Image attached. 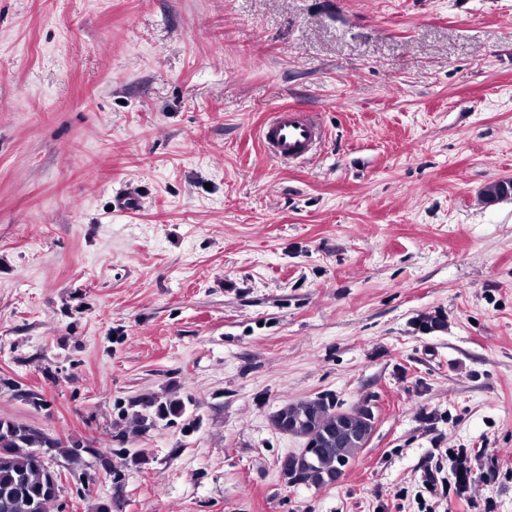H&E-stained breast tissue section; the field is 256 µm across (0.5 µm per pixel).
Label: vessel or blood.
<instances>
[{
    "mask_svg": "<svg viewBox=\"0 0 512 512\" xmlns=\"http://www.w3.org/2000/svg\"><path fill=\"white\" fill-rule=\"evenodd\" d=\"M326 138V130L312 113L282 107L260 127L267 155L284 161H304L314 155Z\"/></svg>",
    "mask_w": 512,
    "mask_h": 512,
    "instance_id": "vessel-or-blood-1",
    "label": "vessel or blood"
}]
</instances>
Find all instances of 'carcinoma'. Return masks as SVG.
Segmentation results:
<instances>
[{
    "instance_id": "cac0c4a2",
    "label": "carcinoma",
    "mask_w": 512,
    "mask_h": 512,
    "mask_svg": "<svg viewBox=\"0 0 512 512\" xmlns=\"http://www.w3.org/2000/svg\"><path fill=\"white\" fill-rule=\"evenodd\" d=\"M140 410L135 419L140 432L151 430L158 421L180 417L187 404L180 399L148 396L137 400ZM339 417L336 410L326 409L315 399L284 405L272 416V425L281 430L292 427L300 432L313 431L321 439L316 456L305 463L296 454L282 460V476L300 470L307 472L308 486L329 483L336 472V457L351 460L360 451V444L350 441L338 448L327 441L336 432ZM87 447L81 440L60 439L37 431L23 423L0 419V512H52L61 490L60 475L51 470L38 455L40 448H56L70 458L79 457L78 449Z\"/></svg>"
}]
</instances>
